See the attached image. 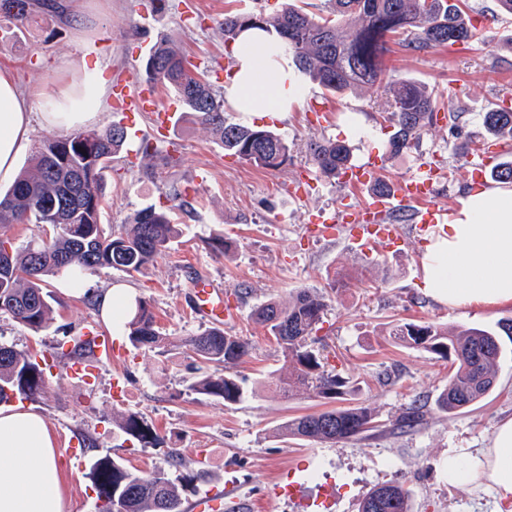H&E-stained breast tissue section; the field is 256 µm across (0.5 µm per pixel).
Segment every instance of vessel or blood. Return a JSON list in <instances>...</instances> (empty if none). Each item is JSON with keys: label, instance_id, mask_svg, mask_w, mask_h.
I'll list each match as a JSON object with an SVG mask.
<instances>
[{"label": "vessel or blood", "instance_id": "b4317fda", "mask_svg": "<svg viewBox=\"0 0 512 512\" xmlns=\"http://www.w3.org/2000/svg\"><path fill=\"white\" fill-rule=\"evenodd\" d=\"M114 99L117 110L124 113L128 125H135L137 117L145 113L154 114L159 125L168 122L169 115L159 110L152 88L133 92L119 85L114 89ZM379 175V163L374 158L342 169L340 178L343 184L359 190L360 196L357 202L344 201L336 208L323 209L311 215L309 222L312 232L331 238L338 231H346L350 242L368 253L372 248L381 245L392 247L401 241L400 228L392 221L397 212H405L410 222L423 232H439L441 226L447 223L450 208L437 206L433 202L437 182L433 170L422 168L396 180L391 193L363 194V187ZM191 298L194 313L208 323L220 325L235 316L234 309L225 303L223 292L208 275L195 276L191 284ZM86 339L89 343L88 353L74 360L68 372L81 383L90 385L96 379V361L111 359L115 346L111 337L102 334L90 333ZM304 483L303 476L289 471L270 485L268 496L301 501L306 512H330L336 498L333 486H323L316 497L306 498L302 495ZM247 508V503L236 496L229 485L225 486L223 497L209 493L189 506L190 512H246Z\"/></svg>", "mask_w": 512, "mask_h": 512}]
</instances>
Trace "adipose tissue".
Listing matches in <instances>:
<instances>
[{"mask_svg":"<svg viewBox=\"0 0 512 512\" xmlns=\"http://www.w3.org/2000/svg\"><path fill=\"white\" fill-rule=\"evenodd\" d=\"M236 65L224 98L244 116L285 112L299 100V75L278 41L265 31L243 30L234 40ZM106 106L101 74L74 67L67 82L20 92L0 71V183L17 175L30 142L33 117L51 129H83ZM421 287L451 307L512 303V186L459 199L446 233L427 246ZM439 467L452 486L489 485L512 497V419L495 429L489 447L448 454ZM55 442L45 419L24 405L0 406V512H66Z\"/></svg>","mask_w":512,"mask_h":512,"instance_id":"obj_1","label":"adipose tissue"}]
</instances>
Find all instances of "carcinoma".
<instances>
[{
    "label": "carcinoma",
    "instance_id": "obj_1",
    "mask_svg": "<svg viewBox=\"0 0 512 512\" xmlns=\"http://www.w3.org/2000/svg\"><path fill=\"white\" fill-rule=\"evenodd\" d=\"M328 3L330 9L319 14L287 0L268 14H226L225 40L231 42L243 29L252 27L275 33L297 70L330 95L388 86L393 94L383 115L393 128L388 146L397 153L411 148L433 124L436 105L426 87L389 76L383 66L387 45L404 34L412 36L407 46L414 50L483 42V30L470 15L469 0ZM29 11V0H14L13 9L1 11L0 16L18 28ZM142 71L145 80L173 90L184 104V116L210 131L224 152L272 170L288 161V144L277 134L225 115L223 93L189 68L175 43L155 44L143 60ZM484 127L496 138L512 140V106L491 104ZM126 140V128L117 124L105 130L47 137L31 156L29 167L0 193V254L9 252L7 265L0 266V315L35 331L45 329L54 313L46 291L48 278L102 268L131 276L165 255L178 238L171 214L184 208L185 201L177 186L165 193L170 205H150L137 211L120 231H108L101 224L104 170ZM309 157L321 174L334 177L349 163L350 150L330 140H313ZM16 224H44L52 234L17 249L7 235ZM327 311L325 297L304 288L286 302L271 298L251 313L282 348L288 363V378H277L283 394L302 391L325 399L348 397L345 406L285 422L279 427L285 437L336 443L379 428L372 410L351 397L344 379L326 369L323 355L312 348ZM126 328L135 346L164 349L171 344L144 301H138L135 312L129 314ZM500 330L512 336V319L499 324L497 331L479 327L450 331L437 323L404 322L393 326L390 336L397 343L422 348L451 362L448 384L435 400L439 412L450 414L479 403L492 391L503 353ZM178 346L198 364L197 376L186 386L188 392L212 398L226 408L244 400L247 388L237 367L250 356L247 339L209 326L179 339ZM49 368L45 354L0 344V403L14 395L35 399L46 393ZM119 425L123 433L139 442L165 443L136 412L122 415ZM167 456L172 473L131 471L107 454L95 456L88 465V477L97 498H107L101 512H113V493L120 497L122 512H183L187 496L210 483L212 473L204 467L181 471L178 448L171 444ZM358 512H412L411 491L399 481L378 485L362 497Z\"/></svg>",
    "mask_w": 512,
    "mask_h": 512
}]
</instances>
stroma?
<instances>
[{
  "label": "stroma",
  "mask_w": 512,
  "mask_h": 512,
  "mask_svg": "<svg viewBox=\"0 0 512 512\" xmlns=\"http://www.w3.org/2000/svg\"><path fill=\"white\" fill-rule=\"evenodd\" d=\"M24 26L0 17V70L13 73L20 89L31 93L66 77L78 55L75 29L94 37L101 52L89 57L90 69H103L108 84H143L139 71L147 50L166 37L181 45L215 90L235 67L224 40L228 13L272 12L278 0H32ZM474 12L495 13L484 42L412 50L392 46L386 64L394 78L434 90L440 121L427 127L410 150L393 154L391 133L381 114L392 97L383 89L355 90L325 97L307 84L302 101L289 111L255 116L251 125L271 130L290 148L287 163L268 170L225 155L210 133L192 123L169 126L159 134L154 117L141 115L144 138L156 156L133 162L118 159L104 175L106 194L101 214L105 227L119 229L133 214L163 201L170 186L188 188L190 211H176L182 230L172 248L136 276L101 269L86 277L85 289L70 292L62 278L49 280L57 299L54 320L34 332L0 316V343L35 353L62 347L51 369L47 393L31 400L55 440L70 512H97V494L86 468L69 456V442L88 435L99 453L123 459L127 468L150 472L169 465L163 449L127 440L119 427L122 414L137 412L165 439H177L185 468L206 462L214 476L207 492L234 484L254 512H300L297 503L264 497L267 485L288 467L307 470V494L334 482L332 512H358L362 496L373 487L403 482L412 491L413 512H512L490 487H451L439 461L448 452L487 447L500 422L512 418V341L503 340L495 386L479 404L456 415L440 413L435 399L448 381V362L395 343L389 332L399 322H432L450 328L496 327L512 318V305L491 309H454L427 297L419 288L427 242L403 224L402 245L364 257L349 241L306 236L310 214L332 209L346 195L339 179L311 164L307 144L333 140L349 147L352 162L377 157L382 177L402 178L422 166L439 168L436 203L457 201L474 184L464 155L455 146L484 141L483 115L491 103L512 96V15L499 13L496 0H470ZM177 151L180 165H166L163 154ZM232 243L227 256L214 254L210 237ZM222 285L236 302L237 319L227 332L247 337L252 354L239 366L252 391L233 408L185 390L195 364L182 349L158 352L133 347L126 331H114L100 316L95 300L108 288H128L133 299L148 302L161 332L175 339L204 328L188 306L190 282L198 273ZM326 294L330 311L320 332L328 368L345 378L363 405L378 415L370 436L336 444L287 439L279 427L288 419L332 407L333 402L298 393L281 397L271 378L284 357L274 339L253 323L256 304L288 298L300 289ZM97 327L120 347L118 361L102 363L93 387L69 376V352L85 329ZM126 386L116 396L115 380ZM423 407L416 432L395 429L411 404Z\"/></svg>",
  "instance_id": "obj_1"
}]
</instances>
